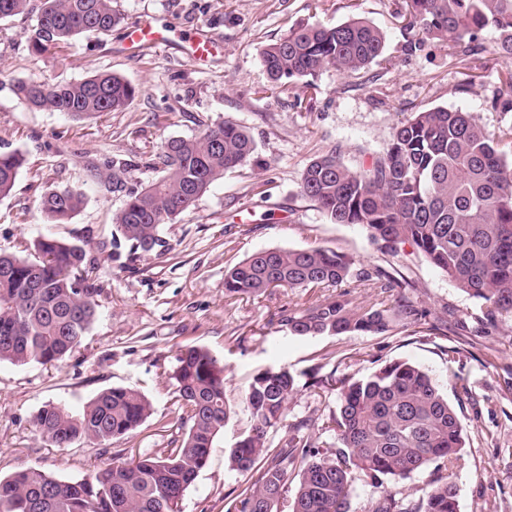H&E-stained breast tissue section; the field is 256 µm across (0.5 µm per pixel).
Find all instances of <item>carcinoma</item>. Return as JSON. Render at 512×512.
<instances>
[{"label":"carcinoma","instance_id":"cac0c4a2","mask_svg":"<svg viewBox=\"0 0 512 512\" xmlns=\"http://www.w3.org/2000/svg\"><path fill=\"white\" fill-rule=\"evenodd\" d=\"M30 0H0V22L28 10ZM113 0H40L30 36L37 54L77 37L107 35L122 22ZM407 27L425 37L448 40V56L459 61L474 52L478 34L497 33L489 53L512 59V0H407ZM385 34L355 17L336 25L293 28L260 48L273 89L282 81L333 68L354 73L384 60ZM17 97L33 108L63 112L73 119L124 109L135 90L121 76L100 73L77 82L48 85L22 80ZM512 141V127L490 134L456 109L436 107L401 122L384 154L362 171L349 169L336 152L305 167L302 193L332 224H358L375 240L410 244L456 288L481 304L492 324L512 315V159L499 149ZM255 152L250 134L226 121L190 138H171L146 162L156 176L128 195L116 224L130 254L161 245L159 230L195 207L224 173L242 168ZM25 162L20 153L0 155V198L7 197ZM83 196L51 191L40 203L50 222L66 224ZM33 257L0 253V362L47 365L79 347L94 322L99 302L88 283L91 261L83 245L51 237L34 243ZM379 290V303L366 308L342 290L350 279ZM336 286L334 298L285 309L278 321L296 336H387L427 326L442 333L440 320L409 296L410 281L374 267L354 268L335 250H259L224 270L227 295H260L271 288ZM171 375L187 409L181 443L159 455L141 456L96 468L87 478L64 481L29 467L0 477V512H180L179 503L206 464L230 409L224 398V365L201 346L176 356ZM294 377L285 369L254 376L244 397L253 418L247 435L231 449V469H259L225 512H277L269 504L288 492L289 474L298 482L289 512H349L355 476L375 488L365 512H458L450 482H437L426 498L404 503L383 480H408L432 464L452 465L465 446L464 427L433 377L407 361H393L372 376L336 387L330 417L336 444L319 449L301 431L271 447L270 429L287 417ZM138 390L112 387L97 393L74 414L60 403L38 410L33 425L57 448L77 442L102 445L136 430L149 416Z\"/></svg>","mask_w":512,"mask_h":512}]
</instances>
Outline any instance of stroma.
<instances>
[{
    "mask_svg": "<svg viewBox=\"0 0 512 512\" xmlns=\"http://www.w3.org/2000/svg\"><path fill=\"white\" fill-rule=\"evenodd\" d=\"M116 6L124 22L112 33L87 34L42 56L29 42L35 12L0 22V154L25 157L11 195L0 199V253L32 256L43 236L81 242L95 263L91 284L100 304L82 345L63 361L0 363V476L37 467L74 482L96 466L178 445L186 413L169 375L179 348L197 345L224 365L231 414L181 512H225V503L255 480V473L232 470L228 454L253 425L243 399L256 374L285 368L295 378L286 422L271 429V441L287 439L290 424L312 418L310 440L325 448L335 441L327 422L336 411L337 383L367 378L396 360L428 371L456 403L465 448L458 464L429 467L389 483V490L416 501L446 478L457 488L458 512H512V316L486 325L479 303L410 244L391 250L361 226L330 223L300 189L306 164L332 149L351 170L369 167L415 112L458 109L491 133L512 126V111L495 104L506 61L481 53L458 63L439 39L406 51L415 34L404 0H117ZM142 16L184 36L208 34L212 55L194 62L177 43L161 53L128 52L126 25ZM353 17L384 32L383 62L352 74L328 68L271 92L262 45L297 25ZM102 71L134 88L125 109L75 120L28 107L14 94L21 80L53 84ZM227 120L253 138L250 163L225 173L193 209L163 225L161 246L130 256L115 218L129 193L154 176L142 159L168 139ZM124 160L131 166L121 185L108 182L112 162ZM64 189L83 193L85 205L68 223H49L38 203ZM313 247L345 253L360 268L401 273L431 318L447 320V334L410 328L391 336H294L279 325L280 311L334 296V289L225 295L226 267L263 249ZM115 386L137 389L151 403L150 416L131 434L101 446L56 448L35 432L32 419L46 403L75 411Z\"/></svg>",
    "mask_w": 512,
    "mask_h": 512,
    "instance_id": "obj_1",
    "label": "stroma"
}]
</instances>
